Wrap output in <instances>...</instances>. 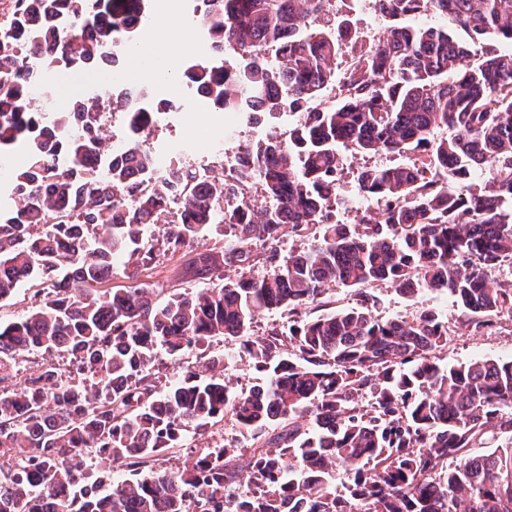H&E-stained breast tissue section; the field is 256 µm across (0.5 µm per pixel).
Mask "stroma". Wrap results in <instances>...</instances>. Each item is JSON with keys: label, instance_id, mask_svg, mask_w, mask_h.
Listing matches in <instances>:
<instances>
[{"label": "stroma", "instance_id": "35a3bbf8", "mask_svg": "<svg viewBox=\"0 0 512 512\" xmlns=\"http://www.w3.org/2000/svg\"><path fill=\"white\" fill-rule=\"evenodd\" d=\"M136 51L124 52V78L135 85L148 86L157 96L182 100L180 109L158 115L154 129L144 146L154 154L164 155L182 149L191 163H200L210 154L214 144L225 141L224 128L232 125L238 130L231 152H241L271 133L287 134L294 123V115L281 112L250 123L236 112H217L205 98L186 96L180 77L185 62L201 55V33L192 21V6L188 0H151L149 20L135 40ZM152 67V74H144V67ZM112 93L108 76L75 66L55 70L45 85L39 105H68L85 96ZM393 155L346 154L344 160V201L336 207L339 219L353 217L352 203L358 199L355 187L357 171L365 167H382L396 163ZM369 308L379 319H396L417 313L421 305L434 307L448 325L450 338L444 353L446 363L457 364L475 357L507 358L512 356V315L501 314L495 323L481 333H471L458 327L459 311L450 300L434 294L411 298L387 285L370 290ZM223 358L224 376L242 391L258 383L260 375L239 343L212 338L205 345L187 351L182 364L195 370H204L206 363Z\"/></svg>", "mask_w": 512, "mask_h": 512}]
</instances>
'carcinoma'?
I'll return each mask as SVG.
<instances>
[{
	"instance_id": "1",
	"label": "carcinoma",
	"mask_w": 512,
	"mask_h": 512,
	"mask_svg": "<svg viewBox=\"0 0 512 512\" xmlns=\"http://www.w3.org/2000/svg\"><path fill=\"white\" fill-rule=\"evenodd\" d=\"M129 2L41 0L0 21V156L27 148L26 166L0 186V304L26 283L63 282L0 323V360L35 349L80 355L77 380L51 365L16 388L0 378V457L27 460L0 479V512L45 503L50 512H512V358L443 366L448 326L435 310L379 321L362 291L385 282L410 297L445 294L474 331L512 312V282L490 281L512 259V0H373L393 23L368 41L346 18L316 25L335 0L194 8L207 58L183 68L186 87L249 122L277 112L297 121L288 138L247 147L231 183L177 161L184 220L161 229L164 253L214 224L224 241L189 264L214 287L165 297L108 283L119 266L135 281L154 261L145 240L168 183L155 179L141 138L169 101L135 91L118 159L100 134L104 98L54 112L34 105L21 79L33 56L14 36L21 27L53 50L39 59L47 78L134 42ZM429 12L440 23H402ZM346 42L338 80L332 62ZM226 50L237 58L229 68ZM442 125L455 134L431 141ZM346 151L410 155L358 172L359 190L382 199L376 218H336ZM254 182L264 194L256 209L238 197ZM316 224V244L279 257L285 239ZM226 266L236 278H223ZM337 288L360 291L363 305L332 308ZM264 310L287 314L288 325L253 337ZM217 336L240 342L260 383L237 391L219 357L209 361L215 375L186 372L154 391L157 350L176 360ZM223 420L250 448L217 444L154 468L187 428ZM490 433L503 444L471 453ZM86 448L125 478L89 493ZM338 467L350 475L341 492ZM243 471L234 502L225 489Z\"/></svg>"
}]
</instances>
